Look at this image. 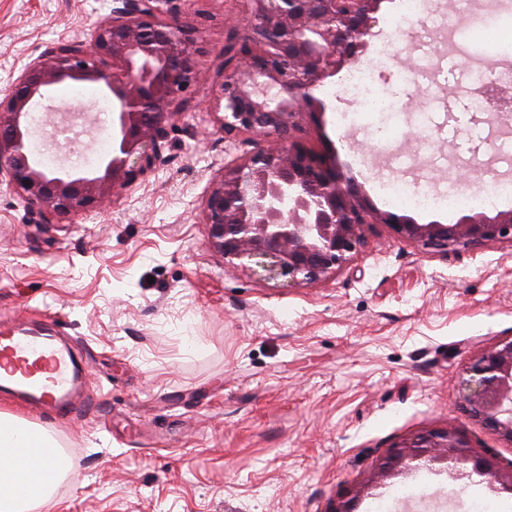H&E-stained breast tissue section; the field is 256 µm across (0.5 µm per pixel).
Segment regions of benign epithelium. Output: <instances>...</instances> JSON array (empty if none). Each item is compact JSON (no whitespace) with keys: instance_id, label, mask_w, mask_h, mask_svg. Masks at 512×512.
Returning <instances> with one entry per match:
<instances>
[{"instance_id":"7a95c632","label":"benign epithelium","mask_w":512,"mask_h":512,"mask_svg":"<svg viewBox=\"0 0 512 512\" xmlns=\"http://www.w3.org/2000/svg\"><path fill=\"white\" fill-rule=\"evenodd\" d=\"M244 2L238 31L224 45V75L210 110L224 136L255 134L271 142L224 166L203 202L209 243L225 267L313 285L359 252L371 224H388L399 239L442 254L512 243V210L454 224H419L372 210L354 178L293 139L305 117L322 115L313 90L367 49L383 0ZM159 3L112 0L110 16L86 39L48 47L0 91V183L37 207L40 223L60 224L73 212L105 205L156 168L199 56L195 28L163 16ZM66 82L94 83L112 99V153L94 172H46L29 156L24 118L50 87ZM467 375L469 415L512 444V337L473 360ZM438 458L469 464L512 492V467L477 454L451 426L392 447L377 461L374 478Z\"/></svg>"}]
</instances>
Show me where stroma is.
Returning <instances> with one entry per match:
<instances>
[{"instance_id":"1","label":"stroma","mask_w":512,"mask_h":512,"mask_svg":"<svg viewBox=\"0 0 512 512\" xmlns=\"http://www.w3.org/2000/svg\"><path fill=\"white\" fill-rule=\"evenodd\" d=\"M243 0H166L167 14L198 30L199 74L169 128L157 168L105 210L61 224L0 186V322L59 324L88 372L89 405L65 422L0 401L46 430L72 457L48 512H330L404 438L453 426L478 453L512 465V446L461 407L466 368L512 337V244L492 242L441 255L372 225L360 251L313 286H288L227 271L208 243L202 203L225 164L255 147L225 137L206 105L221 83L224 45ZM112 0H0V89L49 45L84 37ZM495 4L461 28L469 52L444 93L465 96L466 75L487 62ZM432 58L450 54L440 32L405 34L377 72L401 89L388 149L371 131L340 128L354 111L339 77L315 90L319 123L299 137L352 176L376 209L380 179L462 189L474 162L506 173L491 114L473 112L487 142L459 151L438 123L419 126L424 89L405 85L418 40ZM462 488L448 499L449 485ZM393 512H512V494L453 463L418 462L374 483L355 512L393 489Z\"/></svg>"}]
</instances>
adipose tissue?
<instances>
[{
	"label": "adipose tissue",
	"instance_id": "ef3b65f1",
	"mask_svg": "<svg viewBox=\"0 0 512 512\" xmlns=\"http://www.w3.org/2000/svg\"><path fill=\"white\" fill-rule=\"evenodd\" d=\"M9 414L0 412V512H40L47 507L58 479L66 478L70 466L60 468L57 476L47 471V459L57 452L55 440L34 425L26 435L6 430Z\"/></svg>",
	"mask_w": 512,
	"mask_h": 512
}]
</instances>
